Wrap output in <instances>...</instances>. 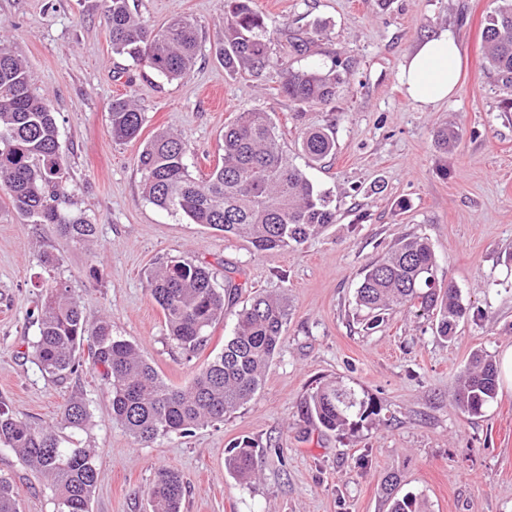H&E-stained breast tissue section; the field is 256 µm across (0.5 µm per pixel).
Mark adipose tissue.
I'll list each match as a JSON object with an SVG mask.
<instances>
[{
  "label": "adipose tissue",
  "instance_id": "adipose-tissue-1",
  "mask_svg": "<svg viewBox=\"0 0 512 512\" xmlns=\"http://www.w3.org/2000/svg\"><path fill=\"white\" fill-rule=\"evenodd\" d=\"M461 66V48L450 33L443 31L419 42L401 69L408 99L423 109L447 100L458 87Z\"/></svg>",
  "mask_w": 512,
  "mask_h": 512
}]
</instances>
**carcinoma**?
<instances>
[{
    "label": "carcinoma",
    "instance_id": "carcinoma-1",
    "mask_svg": "<svg viewBox=\"0 0 512 512\" xmlns=\"http://www.w3.org/2000/svg\"><path fill=\"white\" fill-rule=\"evenodd\" d=\"M106 20L112 49L169 79L186 75L198 48V33L176 16L161 30L133 13L128 0H107ZM252 0H225L224 40L219 55L224 69L261 77L279 65L272 56L273 32L253 10ZM285 54L303 55L314 39L308 32H280ZM490 71L512 87V0H501L483 31ZM287 70L278 87L301 107L325 108L343 83L340 67ZM112 138H137L144 117L130 98H115L109 108ZM223 154L203 178L186 164V144L174 133L159 130L137 157L143 194L154 205L194 224L246 238L256 252L271 255L297 248L328 224L336 223V207L327 192L315 189L290 160L269 115L244 109L224 126ZM302 154L318 162L334 154L333 126L304 127L299 133ZM68 172L60 153L59 127L50 101L33 89L26 65L0 41V188L12 209L35 224H51L78 246L95 238L97 227L65 207ZM151 297L164 314L169 336L191 353L206 341V330L224 315V300L238 289L216 287L210 270L192 259H170L147 272ZM44 301L36 315L39 335L35 353L45 372L75 374L85 349L99 371L110 399L112 420L141 447L170 434H189L200 425L222 422L257 395L267 367L282 339L288 305L278 296L257 294L237 314L224 351L208 361L185 387L165 383L138 344L112 335L102 318L87 321L78 298L56 277L44 281ZM364 326L373 330L396 309L413 310L432 319L435 334L455 336L467 316L459 291L440 274L428 239L406 237L365 266L355 296ZM498 388V369L487 355L474 354L458 376L454 396L463 414L481 415ZM304 414L327 431H355L376 416L374 398L339 381L319 384L306 399ZM60 423L84 430L91 425L89 403L70 397L59 409ZM0 447L13 450L50 485L56 512H89L99 472L91 448H65L55 429L19 418L0 405ZM260 444L237 440L226 468L249 483L260 470ZM398 478L389 475L383 493L389 512H422L417 496H397ZM182 477L160 468L148 489L152 512H181ZM0 512H20L13 481L0 475Z\"/></svg>",
    "mask_w": 512,
    "mask_h": 512
}]
</instances>
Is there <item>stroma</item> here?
Instances as JSON below:
<instances>
[{
	"label": "stroma",
	"instance_id": "35a3bbf8",
	"mask_svg": "<svg viewBox=\"0 0 512 512\" xmlns=\"http://www.w3.org/2000/svg\"><path fill=\"white\" fill-rule=\"evenodd\" d=\"M129 4L157 29L176 14L193 20L201 43L188 74L169 80L113 52L102 0H0V38L56 113L68 207L97 226L91 246L74 245L53 225L15 213L0 192V403L53 424L66 400L84 395L92 426L59 434L66 447L96 451L90 512H151L147 491L162 467L187 483L181 512H388L381 484L391 474L425 512H512V389L499 386L477 417L453 404L456 375L473 353L496 359L512 347V93L489 75L483 53L497 0H254L271 30H318L311 54L289 65H348L332 108H307L298 120L276 92L280 68L260 80L225 71L216 54L224 0ZM443 30L462 47L461 81L447 101L421 109L405 96L401 65L418 41ZM122 94L145 121L137 139L116 142L108 108ZM245 108L269 112L289 159L336 205L335 223L318 237L271 256L147 201L137 166L164 129L185 139L190 173L204 176L225 125ZM330 123L335 155L309 162L297 147L300 126ZM445 125L459 137L444 152L434 134ZM413 235L428 238L470 310L451 340L412 313L387 315L372 331L355 314L362 269ZM48 252L61 259L52 272L42 262ZM179 256L206 265L217 287L240 289L193 353L169 336L146 283L154 263ZM51 273L88 321L109 319L113 335L139 344L175 386L222 351L254 292L285 295L288 320L253 401L224 422L141 448L113 422L91 365L61 379L38 364L29 313ZM329 380L374 397L378 420L338 434L303 416L306 396ZM243 436L282 450L265 452L248 486L224 467ZM0 474L14 481L20 512H54L46 481L11 449L0 448Z\"/></svg>",
	"mask_w": 512,
	"mask_h": 512
}]
</instances>
